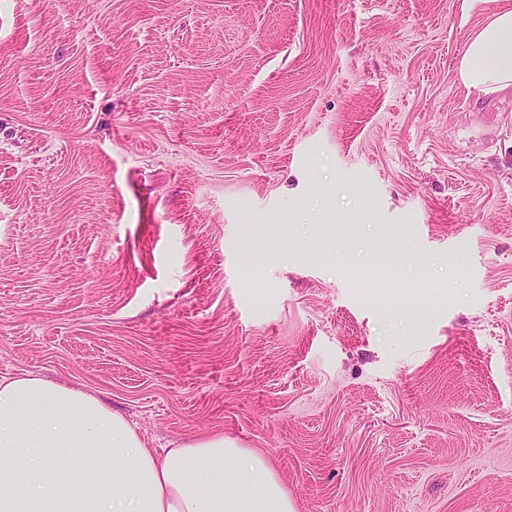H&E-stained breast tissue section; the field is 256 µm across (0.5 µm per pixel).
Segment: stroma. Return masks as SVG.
<instances>
[{"label":"stroma","instance_id":"stroma-1","mask_svg":"<svg viewBox=\"0 0 512 512\" xmlns=\"http://www.w3.org/2000/svg\"><path fill=\"white\" fill-rule=\"evenodd\" d=\"M512 0H0V379L296 512H512ZM458 73L466 89L496 93L512 89V8L495 11L464 44Z\"/></svg>","mask_w":512,"mask_h":512}]
</instances>
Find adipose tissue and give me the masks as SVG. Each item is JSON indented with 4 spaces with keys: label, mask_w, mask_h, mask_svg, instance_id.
I'll use <instances>...</instances> for the list:
<instances>
[{
    "label": "adipose tissue",
    "mask_w": 512,
    "mask_h": 512,
    "mask_svg": "<svg viewBox=\"0 0 512 512\" xmlns=\"http://www.w3.org/2000/svg\"><path fill=\"white\" fill-rule=\"evenodd\" d=\"M466 89H512V8L462 50ZM0 512H295L266 456L223 433L147 447L81 388L31 373L0 380Z\"/></svg>",
    "instance_id": "1"
}]
</instances>
